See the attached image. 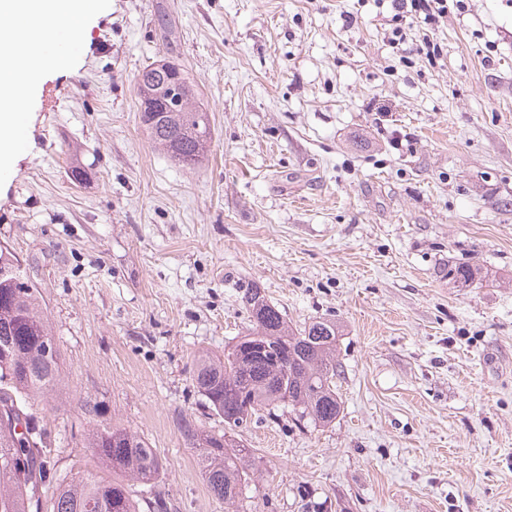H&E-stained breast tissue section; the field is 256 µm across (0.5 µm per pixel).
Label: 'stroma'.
I'll return each mask as SVG.
<instances>
[{
  "mask_svg": "<svg viewBox=\"0 0 512 512\" xmlns=\"http://www.w3.org/2000/svg\"><path fill=\"white\" fill-rule=\"evenodd\" d=\"M390 16L375 0H104L75 66L28 92L0 247L61 350L38 414L59 475L93 468L87 430L116 423L163 462L135 496L226 512L179 423L222 429L192 361L244 332L257 287L294 326L340 325L342 409L325 428L282 409L239 430L238 512H512V0L449 5L434 65L389 45ZM164 58L210 116L191 170L139 119L137 75ZM463 263L466 286L448 277Z\"/></svg>",
  "mask_w": 512,
  "mask_h": 512,
  "instance_id": "obj_1",
  "label": "stroma"
}]
</instances>
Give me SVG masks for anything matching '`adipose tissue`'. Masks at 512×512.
<instances>
[{
  "instance_id": "ef3b65f1",
  "label": "adipose tissue",
  "mask_w": 512,
  "mask_h": 512,
  "mask_svg": "<svg viewBox=\"0 0 512 512\" xmlns=\"http://www.w3.org/2000/svg\"><path fill=\"white\" fill-rule=\"evenodd\" d=\"M101 8V0H0V172L20 150L27 111L22 86H36L46 70L69 71L74 57L67 43L80 42ZM39 19L53 21L58 48L23 40L25 26Z\"/></svg>"
}]
</instances>
